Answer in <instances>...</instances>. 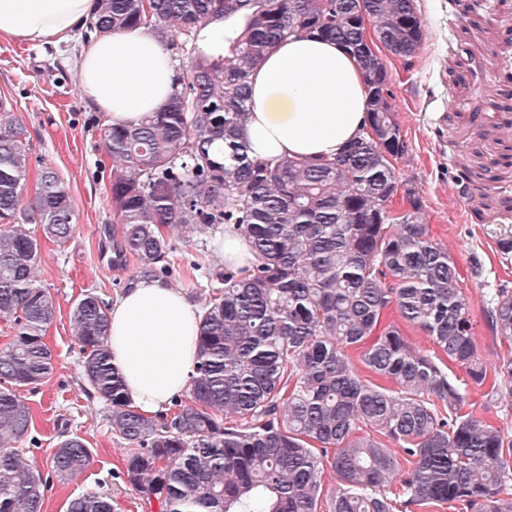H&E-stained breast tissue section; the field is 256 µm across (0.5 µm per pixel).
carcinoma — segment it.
<instances>
[{
  "mask_svg": "<svg viewBox=\"0 0 512 512\" xmlns=\"http://www.w3.org/2000/svg\"><path fill=\"white\" fill-rule=\"evenodd\" d=\"M365 17L392 55L421 51L414 0H97L80 32L88 44L143 26L190 58L162 108L101 129L118 251L142 275L168 278L173 231L227 224L256 257L216 274L188 399L154 416L131 407L112 365L108 302L87 292L73 306L87 395L108 402L112 433L128 445L122 475L157 512H320L327 470L339 480L328 512L431 503L512 512V439L466 411L470 384L491 404L512 398V357L477 354L472 300L416 190L403 188V214L389 215L399 186L391 160L408 146L386 79L368 64ZM217 20L224 43L205 50L201 27ZM311 35L336 41L365 71L366 128L334 158H259L244 134L251 76L278 43ZM30 171L28 130L1 99L0 321L13 338L0 348V512H41L51 480L92 458L81 438H65L44 473L19 448L33 425L20 391L53 370L45 334L58 302L35 264L41 241L61 245L74 231L59 175L45 166L30 187ZM391 313L467 379L435 350L412 347ZM485 315L512 343V290H493ZM67 512H112V502L90 492Z\"/></svg>",
  "mask_w": 512,
  "mask_h": 512,
  "instance_id": "1",
  "label": "carcinoma"
}]
</instances>
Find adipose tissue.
Masks as SVG:
<instances>
[{
    "mask_svg": "<svg viewBox=\"0 0 512 512\" xmlns=\"http://www.w3.org/2000/svg\"><path fill=\"white\" fill-rule=\"evenodd\" d=\"M94 0H0V34L36 45L68 41ZM166 48L144 27L102 36L81 49L86 98L110 122L139 120L178 90ZM245 128L259 157H332L358 138L368 91L357 60L329 39H287L251 77ZM201 314L166 283L142 278L109 310L108 345L138 412L152 416L189 387Z\"/></svg>",
    "mask_w": 512,
    "mask_h": 512,
    "instance_id": "ef3b65f1",
    "label": "adipose tissue"
}]
</instances>
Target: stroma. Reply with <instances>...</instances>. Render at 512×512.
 <instances>
[{"label":"stroma","instance_id":"1","mask_svg":"<svg viewBox=\"0 0 512 512\" xmlns=\"http://www.w3.org/2000/svg\"><path fill=\"white\" fill-rule=\"evenodd\" d=\"M426 34L412 60L377 47L407 154L394 160L400 182L419 193L431 232L455 260L459 286L473 301L477 353L486 361L512 353L484 320L487 293L512 289V0H416ZM79 39L27 45L0 35V98L10 102L30 132L31 167L53 168L74 208L73 237L43 242L38 280L59 308L46 332L52 375L23 397L33 412V442L22 448L44 464L61 439L77 436L92 452L90 465L45 493L42 512H66L89 492L108 495L114 512H148L122 476L127 446L113 436L104 399L89 398L79 369L71 313L85 292L114 302L140 276L130 257L115 260L116 218L110 161L100 130L108 119L84 97L78 81ZM212 224L190 236L173 234L176 271L170 283L200 304L215 287L223 261L208 248Z\"/></svg>","mask_w":512,"mask_h":512}]
</instances>
